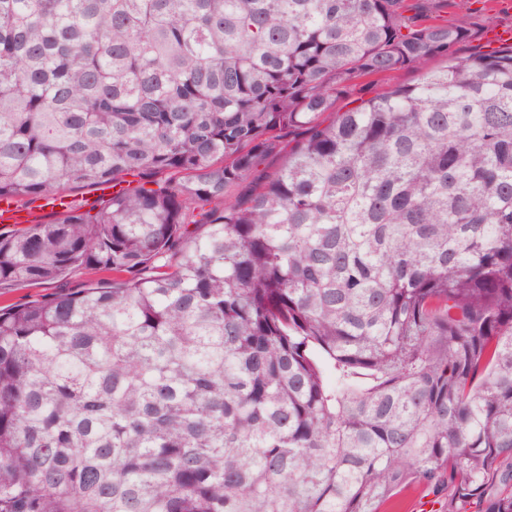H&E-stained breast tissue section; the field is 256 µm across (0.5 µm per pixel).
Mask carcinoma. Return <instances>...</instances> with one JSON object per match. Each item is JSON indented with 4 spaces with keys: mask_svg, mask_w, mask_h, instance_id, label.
Returning <instances> with one entry per match:
<instances>
[{
    "mask_svg": "<svg viewBox=\"0 0 512 512\" xmlns=\"http://www.w3.org/2000/svg\"><path fill=\"white\" fill-rule=\"evenodd\" d=\"M446 8L0 0V200L113 188L0 233L92 275L0 308V512H512V44ZM73 199L82 208V211L90 210L95 213L112 196L103 191V186L76 190L72 194ZM426 499L431 498L427 497L422 486H414L386 503L383 512H420L418 505Z\"/></svg>",
    "mask_w": 512,
    "mask_h": 512,
    "instance_id": "cac0c4a2",
    "label": "carcinoma"
}]
</instances>
